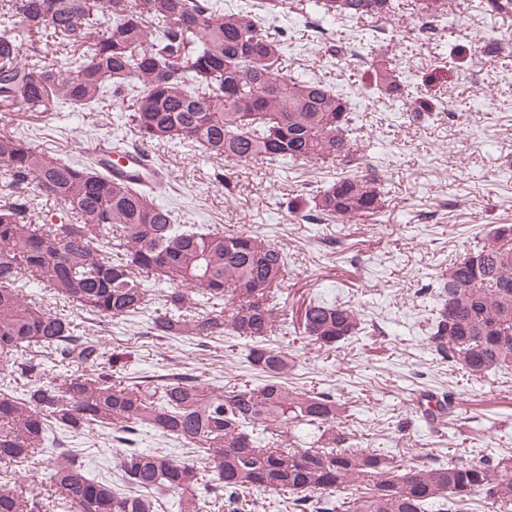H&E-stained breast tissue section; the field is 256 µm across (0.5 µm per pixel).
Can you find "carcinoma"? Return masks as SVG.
Instances as JSON below:
<instances>
[{
	"instance_id": "cac0c4a2",
	"label": "carcinoma",
	"mask_w": 512,
	"mask_h": 512,
	"mask_svg": "<svg viewBox=\"0 0 512 512\" xmlns=\"http://www.w3.org/2000/svg\"><path fill=\"white\" fill-rule=\"evenodd\" d=\"M278 0H0V107L93 109L130 103L128 120L142 146H187L241 162L320 160L353 152L357 127L350 102L321 80L287 75L281 35L263 29L258 10ZM398 0H317L325 16L382 20ZM427 15L448 0H412ZM50 37L65 63H44L38 43ZM376 89L398 97L399 71L375 63ZM170 181L114 178L93 163L47 155L24 136L0 132V368L20 373L26 390L0 386V463L38 471L49 465L47 496L0 490V512H156L152 492L179 494L180 512H207L217 499L231 512H252L257 494L279 493L293 512H428L449 501L459 512L480 495L497 512L512 505V458L480 464L417 465L399 473L385 455L348 448L333 396L288 385L287 355L269 344L274 298L287 272L283 250L250 232L179 223L156 198ZM67 210L58 224L27 219L29 188ZM323 221H348L385 208L377 179L337 178L313 196ZM167 285L164 313L147 327L156 337L233 336L251 344L261 385L214 391L187 374L121 384L101 340L81 336L67 315L26 298L46 291L98 319L120 320L147 307L148 279ZM201 295L211 310L198 314ZM428 345L468 376L512 366V230L448 264ZM303 337L319 349L339 347L362 330L349 306L311 300L297 312ZM50 350L62 367L48 379L27 350ZM85 365L89 370L72 371ZM456 408L448 393L428 420ZM273 441L264 445L252 428ZM315 426L319 445L290 448L280 429ZM177 440L208 460H178L163 449L134 447L140 429ZM116 440L112 477L87 472L78 435ZM347 486L362 495L339 502Z\"/></svg>"
}]
</instances>
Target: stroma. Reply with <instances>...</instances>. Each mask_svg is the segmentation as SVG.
<instances>
[{
  "mask_svg": "<svg viewBox=\"0 0 512 512\" xmlns=\"http://www.w3.org/2000/svg\"><path fill=\"white\" fill-rule=\"evenodd\" d=\"M314 2L286 0L268 21L288 46L289 74L319 78L350 99L358 127L350 162L263 167L154 145L151 158L171 182L160 202L187 223L253 232L282 248L288 268L281 310L316 298L350 306L364 320L365 333L331 351L292 332L269 338L288 353L289 385L333 395L353 444L403 468L510 455L512 370L473 380L432 352L425 336L434 300L421 288L495 227L512 224V15L491 11L488 0H450L447 15L432 22L402 12L386 21L325 23ZM383 55L405 78L401 97L372 88ZM419 100L430 104V121H413ZM126 114L118 102L94 116L0 111V130L71 159L100 140L132 142ZM364 170L382 184L383 212L344 223L316 220L313 191ZM36 301L102 337L127 383L171 372L192 374L214 390L260 382L244 342L146 337L141 316L97 323L51 295ZM448 390L459 405L430 426L420 402Z\"/></svg>",
  "mask_w": 512,
  "mask_h": 512,
  "instance_id": "35a3bbf8",
  "label": "stroma"
}]
</instances>
